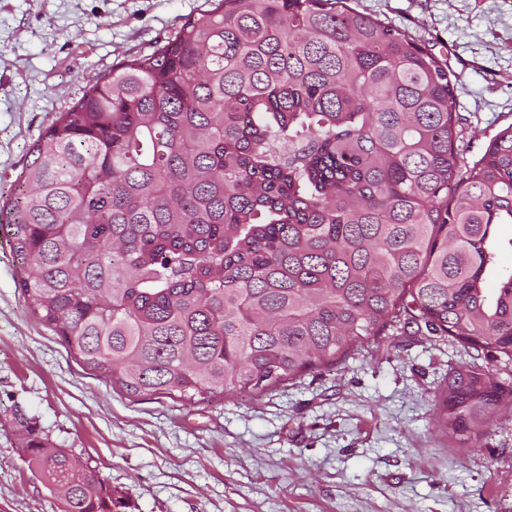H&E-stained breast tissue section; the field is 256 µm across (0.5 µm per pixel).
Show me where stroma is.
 I'll return each instance as SVG.
<instances>
[{"label": "stroma", "instance_id": "1", "mask_svg": "<svg viewBox=\"0 0 512 512\" xmlns=\"http://www.w3.org/2000/svg\"><path fill=\"white\" fill-rule=\"evenodd\" d=\"M447 60L465 146L512 123V0H352ZM206 0H0V197L27 150L112 67L152 53ZM512 365L437 336L379 342L250 399L132 397L74 359L24 303L0 228V512H60L14 422L127 498L126 512H512V406L480 446L435 422L453 368Z\"/></svg>", "mask_w": 512, "mask_h": 512}]
</instances>
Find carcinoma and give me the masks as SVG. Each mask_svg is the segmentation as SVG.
<instances>
[{
    "mask_svg": "<svg viewBox=\"0 0 512 512\" xmlns=\"http://www.w3.org/2000/svg\"><path fill=\"white\" fill-rule=\"evenodd\" d=\"M29 146L5 202L25 304L131 396L258 397L397 326L512 363V124L464 157L458 78L348 0H208ZM459 367L438 423L475 446L505 398ZM61 512L126 496L30 419Z\"/></svg>",
    "mask_w": 512,
    "mask_h": 512,
    "instance_id": "cac0c4a2",
    "label": "carcinoma"
}]
</instances>
